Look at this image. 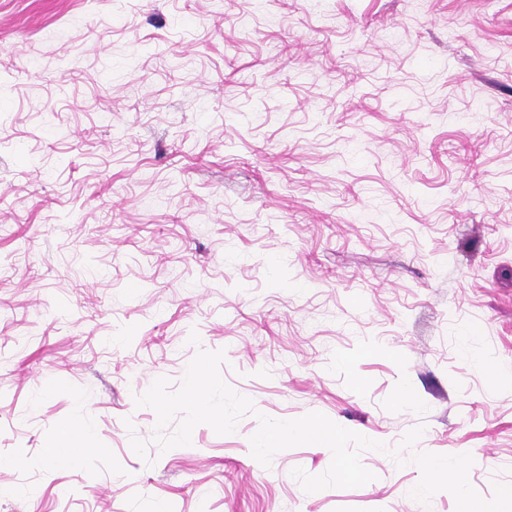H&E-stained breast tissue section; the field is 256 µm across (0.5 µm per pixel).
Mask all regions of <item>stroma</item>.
<instances>
[{"instance_id":"35a3bbf8","label":"stroma","mask_w":512,"mask_h":512,"mask_svg":"<svg viewBox=\"0 0 512 512\" xmlns=\"http://www.w3.org/2000/svg\"><path fill=\"white\" fill-rule=\"evenodd\" d=\"M201 349L255 414L138 457ZM313 411L512 483V0H0V512H455Z\"/></svg>"}]
</instances>
